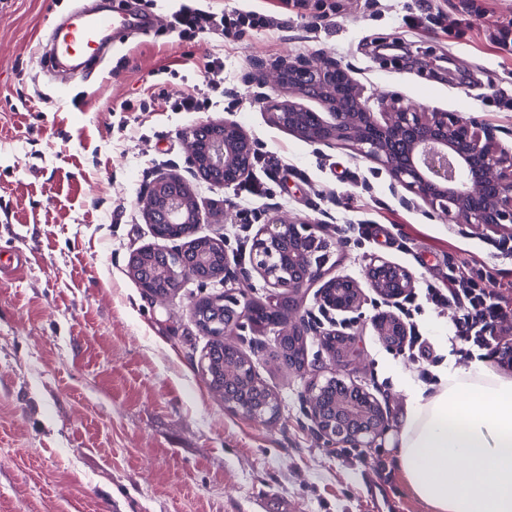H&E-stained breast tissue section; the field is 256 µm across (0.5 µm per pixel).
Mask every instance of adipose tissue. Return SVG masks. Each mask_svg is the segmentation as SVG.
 I'll use <instances>...</instances> for the list:
<instances>
[{"mask_svg":"<svg viewBox=\"0 0 512 512\" xmlns=\"http://www.w3.org/2000/svg\"><path fill=\"white\" fill-rule=\"evenodd\" d=\"M398 465L431 512H512V378L448 360L433 392L407 390Z\"/></svg>","mask_w":512,"mask_h":512,"instance_id":"adipose-tissue-1","label":"adipose tissue"}]
</instances>
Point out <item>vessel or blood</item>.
Here are the masks:
<instances>
[{"label":"vessel or blood","mask_w":512,"mask_h":512,"mask_svg":"<svg viewBox=\"0 0 512 512\" xmlns=\"http://www.w3.org/2000/svg\"><path fill=\"white\" fill-rule=\"evenodd\" d=\"M153 26L152 20L116 9L84 14L57 26L51 47L39 53V64L53 71L61 61L77 59L90 72L97 67L113 37L122 30L135 27L148 32Z\"/></svg>","instance_id":"vessel-or-blood-1"}]
</instances>
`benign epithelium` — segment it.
I'll return each instance as SVG.
<instances>
[{"instance_id":"1","label":"benign epithelium","mask_w":512,"mask_h":512,"mask_svg":"<svg viewBox=\"0 0 512 512\" xmlns=\"http://www.w3.org/2000/svg\"><path fill=\"white\" fill-rule=\"evenodd\" d=\"M248 83L258 87L287 88L294 98L278 102L268 95L257 98L278 127L304 141L326 147H348L384 170L402 204L421 200L432 214L476 229L512 228V154L500 146L496 130L453 112H424L395 97H382L374 112L361 88L341 61L326 58L314 64L305 56L280 58L257 65ZM315 99V110L306 100ZM189 168L215 186L227 188L247 174L256 158V141L234 119L206 122L188 135ZM146 223H200V206L178 174L160 172L139 201ZM330 243L319 235V223L287 220L278 212L266 215L252 241L250 262L264 283L282 290L281 299L266 305L273 313L283 303L293 310L300 294L315 282L318 312L325 318L350 313L344 325L363 316L367 298L354 278L325 268ZM183 248L143 247L131 253L128 273H138L145 257L165 258L162 266L170 281L194 278L197 269L181 259ZM363 278L375 299L371 324L375 335L395 346L408 335L397 311L401 299L414 293L415 277L406 267L380 256L364 266ZM309 414L317 432L332 443L353 448L370 447L389 428L376 398L364 387L332 376L325 383H310L305 391ZM225 406L251 419H274L278 401L255 405L245 394L227 392Z\"/></svg>"}]
</instances>
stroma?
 <instances>
[{
	"mask_svg": "<svg viewBox=\"0 0 512 512\" xmlns=\"http://www.w3.org/2000/svg\"><path fill=\"white\" fill-rule=\"evenodd\" d=\"M92 2L0 0V250L27 258L0 277V512H259L269 495L290 512H430L400 473L396 431L377 448L328 444L305 389L344 378L399 421L405 380L446 364L440 339L455 310L432 304L429 289L447 287L449 271L483 266L490 288L512 299V250L498 249L494 232L431 217L426 204L402 205L388 175L351 149L272 125L246 77L260 60L323 53L348 65L365 96L476 118L511 152L512 54L496 50L488 28L512 14V0H332L321 26L297 9L281 28L237 40L181 42L161 25L129 35L94 73L73 75L71 90L56 89L34 53L58 20ZM429 4L451 19L467 18L472 4L487 14L443 31ZM213 56L224 59V95L208 111L151 102L156 82L202 87ZM124 101L132 111H118ZM227 117L256 140L258 156L224 188L189 175L184 134ZM159 171L187 176L203 216L197 233L223 242L235 278L190 280L161 300L129 276L130 252L156 242L138 202ZM254 184L265 191L242 208ZM271 208L322 221L334 274L361 278L376 255L407 267L411 320L427 351L391 354L368 305L340 354L308 331L300 372L275 357L288 324L229 326L226 342L254 360L281 402L269 422L231 411L209 389L199 365L209 338L191 308L221 295L273 297L249 263Z\"/></svg>",
	"mask_w": 512,
	"mask_h": 512,
	"instance_id": "1",
	"label": "stroma"
}]
</instances>
